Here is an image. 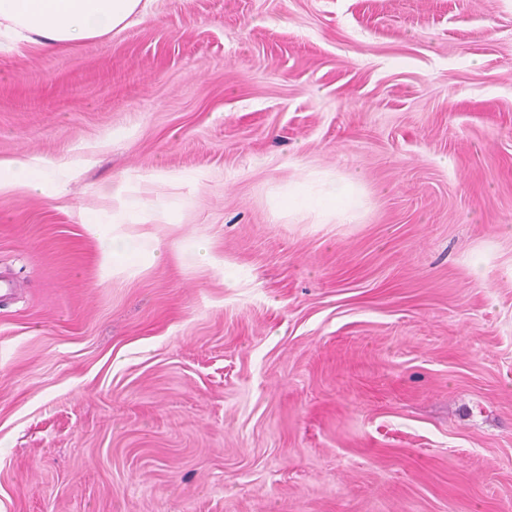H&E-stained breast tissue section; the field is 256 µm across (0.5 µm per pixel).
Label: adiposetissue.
<instances>
[{"instance_id": "1", "label": "adipose tissue", "mask_w": 512, "mask_h": 512, "mask_svg": "<svg viewBox=\"0 0 512 512\" xmlns=\"http://www.w3.org/2000/svg\"><path fill=\"white\" fill-rule=\"evenodd\" d=\"M156 0H0V42L44 48L74 47L101 40L140 22ZM21 187L50 196L64 189L55 166L43 159L0 161V193ZM354 182L321 188L302 181L289 185L277 211L327 224L354 215L359 207Z\"/></svg>"}]
</instances>
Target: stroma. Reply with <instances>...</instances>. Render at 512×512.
Listing matches in <instances>:
<instances>
[{"mask_svg": "<svg viewBox=\"0 0 512 512\" xmlns=\"http://www.w3.org/2000/svg\"><path fill=\"white\" fill-rule=\"evenodd\" d=\"M21 157L75 178L0 195V512H512V0H159L5 45ZM339 179L352 221L274 209ZM116 232L159 257L113 267ZM112 198L118 200V206L112 209L111 224L146 223L137 205L124 197L122 187L112 186Z\"/></svg>", "mask_w": 512, "mask_h": 512, "instance_id": "stroma-1", "label": "stroma"}]
</instances>
